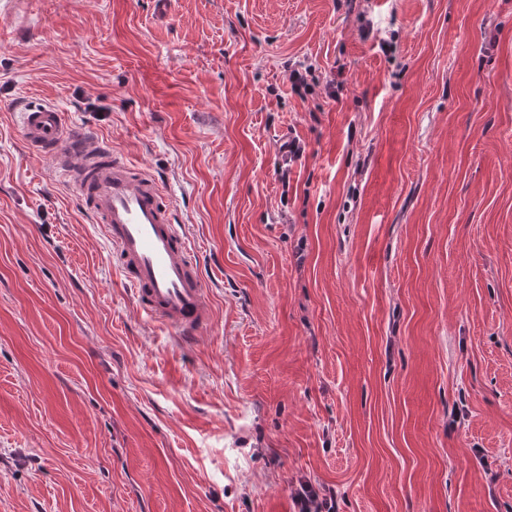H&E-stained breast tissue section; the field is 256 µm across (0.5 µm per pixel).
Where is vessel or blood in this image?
Listing matches in <instances>:
<instances>
[{"label":"vessel or blood","mask_w":512,"mask_h":512,"mask_svg":"<svg viewBox=\"0 0 512 512\" xmlns=\"http://www.w3.org/2000/svg\"><path fill=\"white\" fill-rule=\"evenodd\" d=\"M19 117L29 150L51 157L86 199L142 309L182 340L194 339L212 320L211 302L161 180L96 138L65 140L64 115L54 105H21Z\"/></svg>","instance_id":"b4317fda"}]
</instances>
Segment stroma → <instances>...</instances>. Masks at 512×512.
Returning <instances> with one entry per match:
<instances>
[{
  "label": "stroma",
  "instance_id": "1",
  "mask_svg": "<svg viewBox=\"0 0 512 512\" xmlns=\"http://www.w3.org/2000/svg\"><path fill=\"white\" fill-rule=\"evenodd\" d=\"M23 102L169 189L194 340ZM310 496L512 512V0H0V512Z\"/></svg>",
  "mask_w": 512,
  "mask_h": 512
}]
</instances>
